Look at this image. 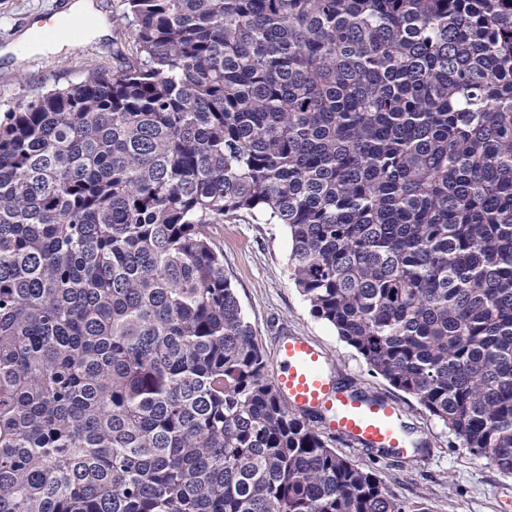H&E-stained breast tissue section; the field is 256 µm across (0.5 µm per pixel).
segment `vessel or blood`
Returning <instances> with one entry per match:
<instances>
[{
    "label": "vessel or blood",
    "mask_w": 512,
    "mask_h": 512,
    "mask_svg": "<svg viewBox=\"0 0 512 512\" xmlns=\"http://www.w3.org/2000/svg\"><path fill=\"white\" fill-rule=\"evenodd\" d=\"M272 382L293 409L323 418L331 430L368 448H384L412 461L402 426L403 409L347 390L329 369V357L305 337L284 339L274 361Z\"/></svg>",
    "instance_id": "obj_1"
}]
</instances>
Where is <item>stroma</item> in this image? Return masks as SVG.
Returning <instances> with one entry per match:
<instances>
[{
	"mask_svg": "<svg viewBox=\"0 0 512 512\" xmlns=\"http://www.w3.org/2000/svg\"><path fill=\"white\" fill-rule=\"evenodd\" d=\"M63 10L61 0H0V49L34 23ZM129 42L130 34L123 30L114 39L84 37L59 53L36 54L20 62L0 56V115L54 87L81 81L92 68L111 69L116 46ZM206 231L224 254V273L266 358H273L283 336L309 337L329 354L332 372L342 385L400 402L405 426L423 450L416 460L403 463L339 438V454L374 470L398 496L426 501L433 512H512L511 475L462 448L413 398L371 376L364 360L340 341L334 328L311 314L289 275L291 241L283 225L245 215L207 225Z\"/></svg>",
	"mask_w": 512,
	"mask_h": 512,
	"instance_id": "obj_1",
	"label": "stroma"
}]
</instances>
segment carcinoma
Here are the masks:
<instances>
[{"instance_id": "obj_1", "label": "carcinoma", "mask_w": 512, "mask_h": 512, "mask_svg": "<svg viewBox=\"0 0 512 512\" xmlns=\"http://www.w3.org/2000/svg\"><path fill=\"white\" fill-rule=\"evenodd\" d=\"M0 119V512H432L290 409L207 236L288 231L369 372L512 474V0H122Z\"/></svg>"}]
</instances>
